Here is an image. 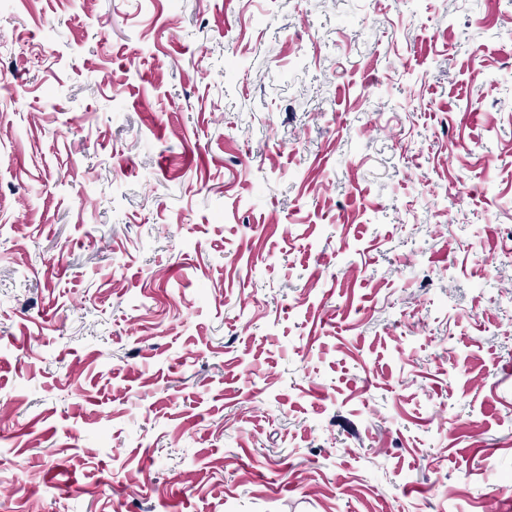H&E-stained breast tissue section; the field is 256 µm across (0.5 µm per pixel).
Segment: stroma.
I'll return each mask as SVG.
<instances>
[{
	"label": "stroma",
	"mask_w": 512,
	"mask_h": 512,
	"mask_svg": "<svg viewBox=\"0 0 512 512\" xmlns=\"http://www.w3.org/2000/svg\"><path fill=\"white\" fill-rule=\"evenodd\" d=\"M512 0H0V512H512Z\"/></svg>",
	"instance_id": "1"
}]
</instances>
